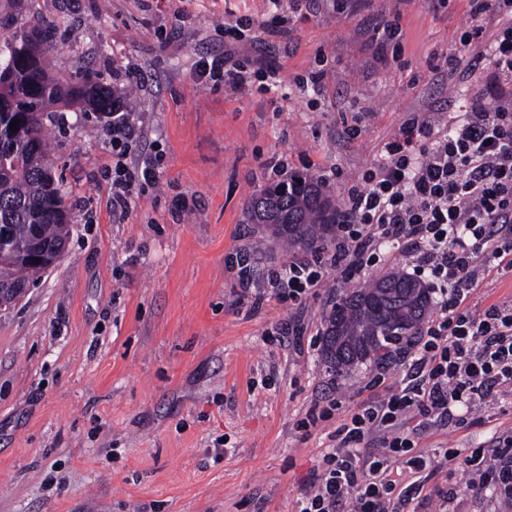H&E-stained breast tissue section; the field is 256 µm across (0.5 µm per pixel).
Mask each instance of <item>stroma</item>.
I'll list each match as a JSON object with an SVG mask.
<instances>
[{"instance_id": "1", "label": "stroma", "mask_w": 512, "mask_h": 512, "mask_svg": "<svg viewBox=\"0 0 512 512\" xmlns=\"http://www.w3.org/2000/svg\"><path fill=\"white\" fill-rule=\"evenodd\" d=\"M34 14L56 28L54 72L135 87L140 137L126 163L161 151L163 176L113 214L111 118L71 112L55 134L72 233L58 265L0 310V512H294L347 415L405 387L407 369L394 360L339 376L324 362L329 312L368 279L335 271L301 301L255 309L227 258L246 259L252 293L270 292L268 273L303 251L247 222L251 197L306 173L341 205L412 113L459 108L477 91L495 103L487 63L471 76L449 66L467 0H293L288 33L269 39L281 78L269 93L194 70L223 57L228 15L271 18L269 0H0V28ZM386 21L400 24L398 43L377 36ZM319 70V91L300 87ZM298 322L301 341L273 333ZM329 396L338 409L302 428ZM406 428L431 467L400 512H512L444 459L512 432V402Z\"/></svg>"}]
</instances>
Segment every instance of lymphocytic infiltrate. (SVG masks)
<instances>
[{
    "mask_svg": "<svg viewBox=\"0 0 512 512\" xmlns=\"http://www.w3.org/2000/svg\"><path fill=\"white\" fill-rule=\"evenodd\" d=\"M468 2L470 21L457 51L469 56L485 48L500 89L496 105L486 107L477 95L465 111L406 119L347 189L328 255L294 259L273 275L272 298L296 302L332 271L361 279L401 255L436 295L433 315L406 354L411 385L364 402L346 418L337 447L323 456L320 481L297 500L295 512H397V502L412 500L421 484L398 485L394 463L406 461L417 473L425 464L404 429L408 417L458 422L512 394V298L478 314L468 303L486 279L512 273V0ZM499 17L506 26L487 40L489 22ZM282 22L278 15L231 17L224 23L223 58L199 60L197 77L236 91L276 89L277 68L259 54L240 57L236 48L279 34ZM137 136L130 111L115 108L112 209L122 214L161 177L156 154L127 166L126 149ZM446 457L512 494L511 434L499 437L494 452L452 449Z\"/></svg>",
    "mask_w": 512,
    "mask_h": 512,
    "instance_id": "lymphocytic-infiltrate-1",
    "label": "lymphocytic infiltrate"
}]
</instances>
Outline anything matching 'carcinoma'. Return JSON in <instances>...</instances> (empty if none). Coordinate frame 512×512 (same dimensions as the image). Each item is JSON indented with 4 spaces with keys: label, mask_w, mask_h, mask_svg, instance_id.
<instances>
[{
    "label": "carcinoma",
    "mask_w": 512,
    "mask_h": 512,
    "mask_svg": "<svg viewBox=\"0 0 512 512\" xmlns=\"http://www.w3.org/2000/svg\"><path fill=\"white\" fill-rule=\"evenodd\" d=\"M27 31L0 37V228L5 227L16 254L0 255V288L36 283L41 264L23 255L32 234L47 246L68 244L69 209L53 168L44 120L50 112L74 106L85 112H112V89L88 72L73 80L45 63L54 27L40 17L26 21ZM20 121L17 130L9 124ZM248 220L293 245L323 244L336 224V207L310 175L302 182L277 184L254 198ZM431 289L401 268L377 277L367 288L342 298L323 333V356L341 374L362 364L391 362L397 346L410 341L431 308Z\"/></svg>",
    "instance_id": "1"
}]
</instances>
